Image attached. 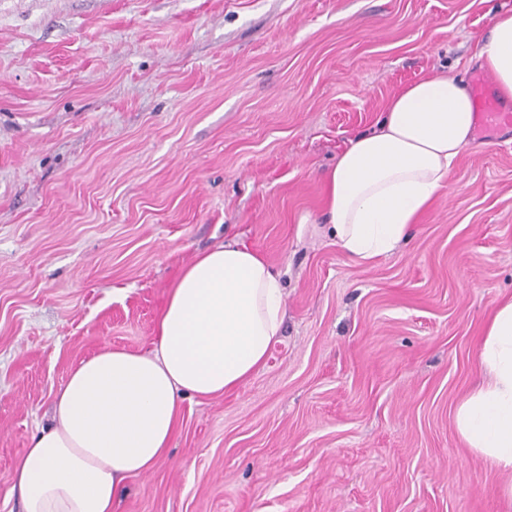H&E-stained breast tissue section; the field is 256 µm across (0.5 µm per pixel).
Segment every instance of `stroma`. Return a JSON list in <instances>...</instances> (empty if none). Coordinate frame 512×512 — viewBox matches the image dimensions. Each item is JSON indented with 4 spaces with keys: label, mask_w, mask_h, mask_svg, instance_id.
Returning <instances> with one entry per match:
<instances>
[{
    "label": "stroma",
    "mask_w": 512,
    "mask_h": 512,
    "mask_svg": "<svg viewBox=\"0 0 512 512\" xmlns=\"http://www.w3.org/2000/svg\"><path fill=\"white\" fill-rule=\"evenodd\" d=\"M512 0H0V512L80 360L151 347L197 252L285 288L266 365L185 399L112 512H512L454 412L512 296V127L477 136L390 255L357 264L322 176L406 84L466 79Z\"/></svg>",
    "instance_id": "stroma-1"
}]
</instances>
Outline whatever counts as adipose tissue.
<instances>
[{
  "label": "adipose tissue",
  "mask_w": 512,
  "mask_h": 512,
  "mask_svg": "<svg viewBox=\"0 0 512 512\" xmlns=\"http://www.w3.org/2000/svg\"><path fill=\"white\" fill-rule=\"evenodd\" d=\"M473 61L512 101V11L491 19ZM467 84L437 72L403 87L377 125L349 139L324 175V221L353 261L392 253L475 145ZM286 312L283 285L256 251L226 243L197 253L169 288L148 352L102 348L72 368L13 473L23 512H112L123 483L150 472L178 429L185 397L223 395L265 363ZM485 373L455 425L490 466L512 470V297L480 348Z\"/></svg>",
  "instance_id": "ef3b65f1"
}]
</instances>
